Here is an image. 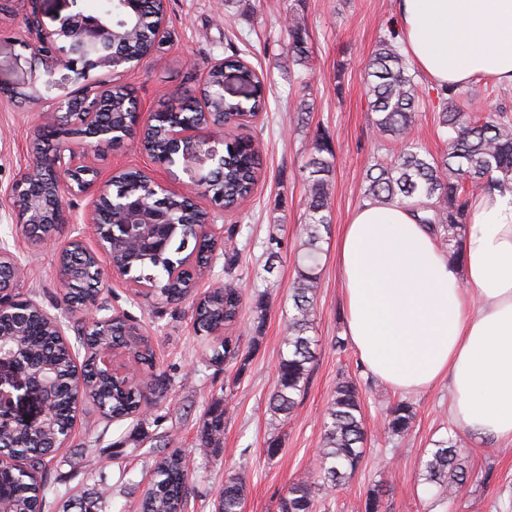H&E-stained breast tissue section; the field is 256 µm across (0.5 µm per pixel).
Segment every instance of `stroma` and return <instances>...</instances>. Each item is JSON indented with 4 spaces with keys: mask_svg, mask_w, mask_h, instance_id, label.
<instances>
[{
    "mask_svg": "<svg viewBox=\"0 0 512 512\" xmlns=\"http://www.w3.org/2000/svg\"><path fill=\"white\" fill-rule=\"evenodd\" d=\"M299 10L311 57L305 79L288 64L285 20ZM396 0H166V24L153 56L123 76L141 113L168 107L174 93L199 94L208 69L229 55L247 60L267 89L259 116L240 128L258 145L262 174L249 201L224 213V248L199 282L206 292L233 282L242 293V310L227 334L248 361L235 364L202 359L200 336L192 329V302L167 304L135 295L116 279L102 291L113 313L129 316L149 338L153 365L140 370L148 405L142 415L105 418L92 399H82L75 431L46 466L50 512L74 497H93L99 482L112 496L96 512H139L141 494L151 476L157 449L179 451L193 494L185 512H215L225 480L247 471L243 512H278L281 495L296 477L317 471L322 443L321 417L339 379L352 380L361 397L364 454L346 483L330 493L317 492L313 512H364L369 491L379 494L381 512H512V445L485 448L456 433L448 417V388L422 395L403 394L375 379L352 346L337 348L344 334L342 295L336 273V242L343 224L363 201L367 169L396 155L400 145L379 136L365 91L366 66L376 43L393 26ZM25 13L16 0H0V244L20 256L28 272L18 291L49 312H61L77 357L83 311H60L62 292L56 255L72 237H91L93 195L65 196L73 221L60 225L43 244L30 246L11 213L12 188L30 160L29 144L39 114L48 105L80 91L112 82L108 70L88 80L50 57L34 56ZM310 111H299L303 94ZM413 134L432 154L444 148L437 134V90L419 87ZM459 105L468 112L498 110L512 119V88L483 81L470 85ZM325 130L335 148L332 224L321 243L320 288L315 300L313 334L316 358L293 417L272 429L268 398L276 381L281 341L288 325L295 261L301 250L307 181L305 165L316 130ZM102 177L118 167H137L163 179L176 194L193 195L202 208L195 179L203 162L176 159L156 167L137 139L121 147L91 153ZM415 412L410 429L391 436L384 431L388 408L398 401ZM226 409L224 434L211 453L198 451L200 432L214 402ZM280 452L265 454L270 436ZM454 437L468 480L452 498L439 497L425 484L420 461L435 441ZM95 449L86 458L85 449Z\"/></svg>",
    "mask_w": 512,
    "mask_h": 512,
    "instance_id": "35a3bbf8",
    "label": "stroma"
}]
</instances>
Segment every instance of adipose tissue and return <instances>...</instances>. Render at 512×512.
I'll use <instances>...</instances> for the list:
<instances>
[{
	"label": "adipose tissue",
	"instance_id": "ef3b65f1",
	"mask_svg": "<svg viewBox=\"0 0 512 512\" xmlns=\"http://www.w3.org/2000/svg\"><path fill=\"white\" fill-rule=\"evenodd\" d=\"M400 39L437 88H512V0H397ZM345 335L371 374L423 394L447 383L456 429L512 443V192L475 199L459 261L398 204H360L336 244Z\"/></svg>",
	"mask_w": 512,
	"mask_h": 512
}]
</instances>
